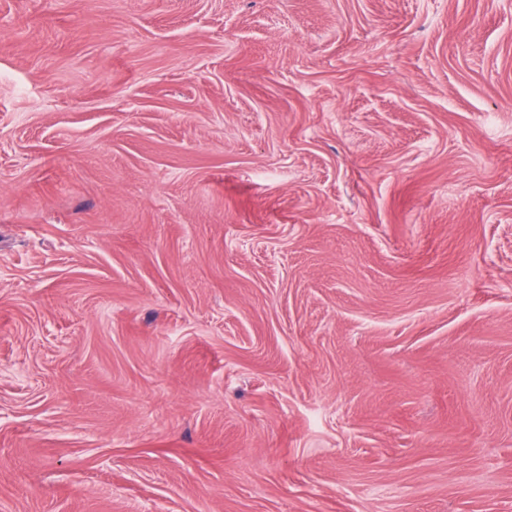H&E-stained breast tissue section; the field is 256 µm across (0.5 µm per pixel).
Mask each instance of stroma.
I'll return each instance as SVG.
<instances>
[{
    "label": "stroma",
    "mask_w": 512,
    "mask_h": 512,
    "mask_svg": "<svg viewBox=\"0 0 512 512\" xmlns=\"http://www.w3.org/2000/svg\"><path fill=\"white\" fill-rule=\"evenodd\" d=\"M0 512H512V0H0Z\"/></svg>",
    "instance_id": "35a3bbf8"
}]
</instances>
